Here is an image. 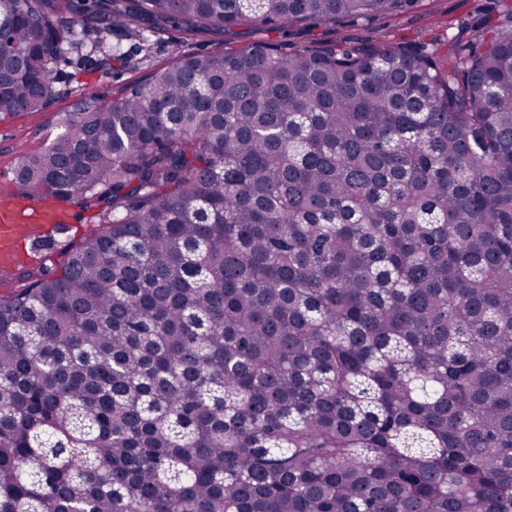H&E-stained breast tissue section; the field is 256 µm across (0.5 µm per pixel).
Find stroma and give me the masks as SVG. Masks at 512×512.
<instances>
[{
  "mask_svg": "<svg viewBox=\"0 0 512 512\" xmlns=\"http://www.w3.org/2000/svg\"><path fill=\"white\" fill-rule=\"evenodd\" d=\"M500 9L499 0H423L421 8L407 16L372 24L313 29L293 27L258 33L238 27L222 34L196 37L186 36L180 29L170 28L148 53L141 52L135 40H124L127 64L107 75L85 63L79 56H72L70 62L58 69L56 94L47 108L0 121V190L15 189L13 171L19 162L20 153L30 154L42 150L58 133L62 116L72 111L82 97L95 94L104 100H111L127 84L151 79L179 55L217 52L240 47L257 39L273 44L306 45L405 39L432 48L457 36L464 28L497 15ZM97 222L95 211L80 208L74 220L66 224L64 229L45 226L43 232L46 241L42 245H35L33 239H25L21 246L23 265L17 266L11 275L0 271V296L21 287L20 276L24 274L26 265L41 262L49 267L54 266L60 253L92 230Z\"/></svg>",
  "mask_w": 512,
  "mask_h": 512,
  "instance_id": "obj_1",
  "label": "stroma"
}]
</instances>
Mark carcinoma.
<instances>
[{
	"mask_svg": "<svg viewBox=\"0 0 512 512\" xmlns=\"http://www.w3.org/2000/svg\"><path fill=\"white\" fill-rule=\"evenodd\" d=\"M419 2L0 0V120L50 104L85 30L149 46ZM502 3L432 49L180 55L21 157L24 195L100 222L0 296V512H512Z\"/></svg>",
	"mask_w": 512,
	"mask_h": 512,
	"instance_id": "obj_1",
	"label": "carcinoma"
}]
</instances>
